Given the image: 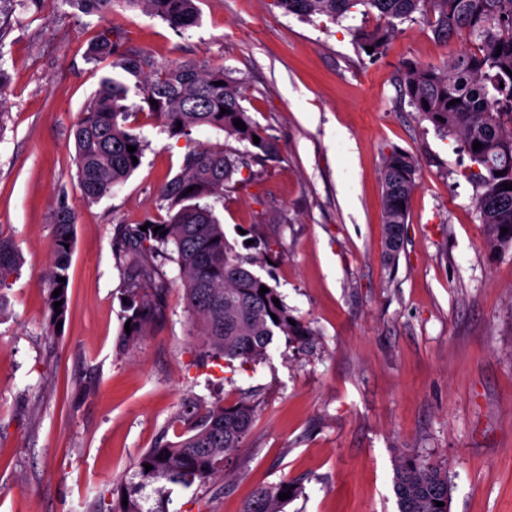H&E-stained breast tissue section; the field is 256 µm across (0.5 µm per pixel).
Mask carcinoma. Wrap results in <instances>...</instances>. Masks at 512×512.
Returning <instances> with one entry per match:
<instances>
[{
  "label": "carcinoma",
  "instance_id": "carcinoma-1",
  "mask_svg": "<svg viewBox=\"0 0 512 512\" xmlns=\"http://www.w3.org/2000/svg\"><path fill=\"white\" fill-rule=\"evenodd\" d=\"M91 14H107L115 0H75ZM182 32L198 20L196 0H125ZM287 13L309 18L325 16L338 21L362 9L373 15L371 30H354L361 51L373 48L371 59L384 55L397 25L422 20L441 39L460 38L471 44L440 66L406 62L401 69L403 94L418 115L445 137L454 138L479 171L465 174L483 189L477 206L487 247L504 251L512 247V0H274ZM501 53H496V50ZM94 61L111 60L117 75L105 76L90 95L70 135L75 146V165L83 199L94 203L124 182L142 160L148 143L128 123L126 101L134 81L149 114L169 137L193 141L199 128H214L245 145L224 150L221 145L193 147L182 160L180 171L158 190L167 219L152 221L147 230L138 224H120L112 238V253L122 270L121 295L130 321V337L164 316L171 281L164 266H178L183 282L190 334L202 345L198 362L219 359L256 363L267 355L274 337L306 347L313 342L312 329L296 317L275 287L257 275L268 243L252 234L254 243L237 250L225 235L214 203L224 201V189L235 175L251 169V163L277 154L275 142L243 106L241 82L232 69L202 68L192 62L157 64L123 47L118 31L100 32L89 45ZM222 85L217 86L215 82ZM157 101L153 105L150 100ZM457 103L450 104V101ZM226 113H221V109ZM246 129L240 130L234 120ZM182 127H177V123ZM259 143L253 142V137ZM480 142L481 149L473 150ZM136 147L131 153L127 146ZM418 163L409 153L392 147L382 155L385 241L403 240L411 199L418 186ZM502 175H497V172ZM193 191H188V188ZM53 262L44 276L49 324L65 320L68 310L67 276L74 243V211L61 206L52 215ZM161 227L155 232L153 228ZM507 232H502V228ZM22 255L14 240L0 233V288L18 272ZM268 292L259 294L261 287ZM61 293L54 297L56 289ZM279 304H274L273 299ZM62 302L61 312L53 303ZM277 319H272L271 315ZM295 324H290V321ZM186 432L176 442H157L140 458V482L126 494L127 505L118 512H144L134 498L146 485L159 480L186 487L224 478V461L240 447L254 421V409L238 401L206 403L192 398L178 414ZM168 458H163V455ZM151 465L146 470L145 465ZM447 465L418 455H401L394 463L392 489L399 512H449L452 486ZM299 488L283 483L255 492L244 512H284L288 501L279 494ZM444 503L439 507L436 502Z\"/></svg>",
  "mask_w": 512,
  "mask_h": 512
}]
</instances>
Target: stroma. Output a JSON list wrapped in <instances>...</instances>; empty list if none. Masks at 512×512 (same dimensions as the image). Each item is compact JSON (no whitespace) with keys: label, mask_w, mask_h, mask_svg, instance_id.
I'll return each mask as SVG.
<instances>
[{"label":"stroma","mask_w":512,"mask_h":512,"mask_svg":"<svg viewBox=\"0 0 512 512\" xmlns=\"http://www.w3.org/2000/svg\"><path fill=\"white\" fill-rule=\"evenodd\" d=\"M178 33L116 0L107 17L56 0L15 8L0 42L9 87L0 109V234L23 266L0 294V512H111L136 483L142 454L177 441L174 417L193 397L248 399L254 423L226 482L148 485L145 512H243L259 487L295 483L285 512H398L393 465L403 452L449 467V512H512V249L483 239L468 156L420 120L400 87L402 62L442 64L459 42L403 24L378 60L341 22L303 19L273 0H197ZM115 27L155 63L233 69L245 107L279 145L254 165L258 184L227 188L216 213L230 242L257 229L269 244L258 275L315 334L299 349L279 337L255 365L196 363L179 269L165 315L126 341L114 228L166 217L161 184L189 144H225L204 128L168 137L138 115L150 146L140 166L96 203L78 187L70 128L100 79L88 43ZM420 167L404 244L383 258L379 169L389 147ZM76 216L68 312L48 323L42 274L51 215Z\"/></svg>","instance_id":"obj_1"}]
</instances>
